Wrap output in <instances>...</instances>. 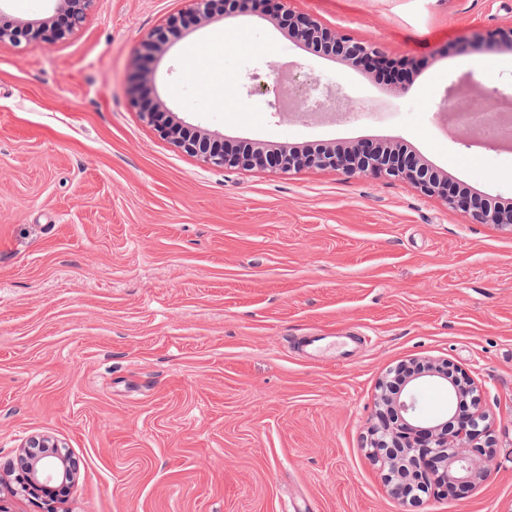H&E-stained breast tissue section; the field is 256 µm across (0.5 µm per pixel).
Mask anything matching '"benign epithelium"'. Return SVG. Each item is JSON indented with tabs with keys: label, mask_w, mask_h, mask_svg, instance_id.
Segmentation results:
<instances>
[{
	"label": "benign epithelium",
	"mask_w": 512,
	"mask_h": 512,
	"mask_svg": "<svg viewBox=\"0 0 512 512\" xmlns=\"http://www.w3.org/2000/svg\"><path fill=\"white\" fill-rule=\"evenodd\" d=\"M57 2L58 16L54 21L32 23L20 29L0 24V45L6 42L14 45L23 42L55 44L81 25L93 0ZM192 2L193 8L188 14L169 17L144 38L139 58L127 81L133 107L148 123L172 137L183 151L224 169L260 168L288 173L304 168H332L354 176L407 181L423 195L443 200L448 208L478 224H497L512 231L511 202L505 205L448 179L447 175L397 144L360 142L343 149L318 146L304 151L282 148L265 152L244 140L216 146L214 139L201 134L196 128L170 123L166 120V112L146 91L144 74L148 64L158 54L166 52L171 42L181 36L185 21L193 17L208 22L217 18L251 15L262 7L270 6L275 13L274 19L288 30L294 41L313 46L327 55L342 56L353 64L390 70L395 74L394 83L402 93L407 90L405 77L412 66L407 60L387 58L375 43L357 40L326 27L312 15L293 11L288 0ZM455 50L511 51L512 24L475 33L455 46ZM288 81L291 96L297 102V111L304 114L323 111L325 103L313 98L316 92L329 97V91L321 86L319 78L310 76L300 82L292 75ZM459 83L479 97L481 114L498 118L505 107L512 108V96L488 89L472 73L462 76ZM244 89L250 97L273 95V109L282 115L288 113V108L280 105L276 72H271L267 82L259 81L255 73L250 74ZM423 380L440 384L453 398L469 400V414L450 416V421L456 423L453 431H448V423H436L419 414L415 388ZM380 403L382 409L375 414V421L370 425V455L387 469L386 480L397 495L404 498L408 492L430 489L436 496H457L478 488L492 470L495 449L472 445L476 436L488 431V426L484 425L487 415L483 410L480 390L474 381L448 361L414 360L394 370L391 379L382 383ZM71 478L69 469L60 474L45 475L35 467H28L18 475L17 485L23 491L42 492L53 497L56 486H65Z\"/></svg>",
	"instance_id": "1"
}]
</instances>
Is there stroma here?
<instances>
[{
  "label": "stroma",
  "mask_w": 512,
  "mask_h": 512,
  "mask_svg": "<svg viewBox=\"0 0 512 512\" xmlns=\"http://www.w3.org/2000/svg\"><path fill=\"white\" fill-rule=\"evenodd\" d=\"M415 63L408 93L272 16L190 25L146 72L172 122L267 146L397 142L512 201V148L441 117L451 80L512 87V52L439 56L512 0H289ZM187 0H95L53 45L0 46V480L32 438L76 472L56 512H512V232L404 182L212 167L133 109L143 37ZM285 67L346 97L283 117ZM353 337L349 358L298 337ZM447 360L479 386L497 465L474 492L391 493L369 454L386 373ZM300 350L316 362H336V347L350 352L348 344L336 342V336L310 334L301 336L298 341Z\"/></svg>",
  "instance_id": "35a3bbf8"
}]
</instances>
